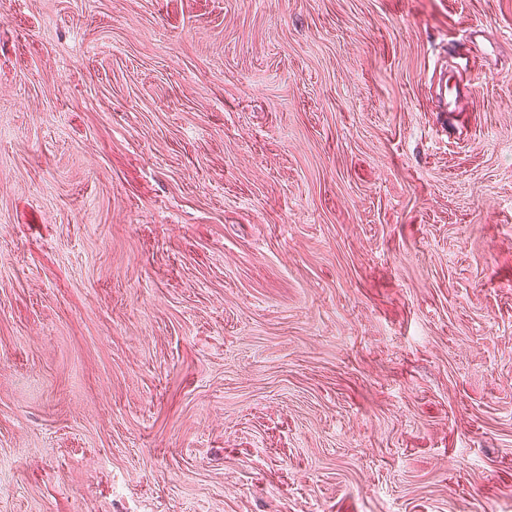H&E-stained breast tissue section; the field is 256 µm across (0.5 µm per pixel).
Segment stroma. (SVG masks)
Wrapping results in <instances>:
<instances>
[{"label":"stroma","mask_w":512,"mask_h":512,"mask_svg":"<svg viewBox=\"0 0 512 512\" xmlns=\"http://www.w3.org/2000/svg\"><path fill=\"white\" fill-rule=\"evenodd\" d=\"M0 512H512V0H0Z\"/></svg>","instance_id":"1"}]
</instances>
